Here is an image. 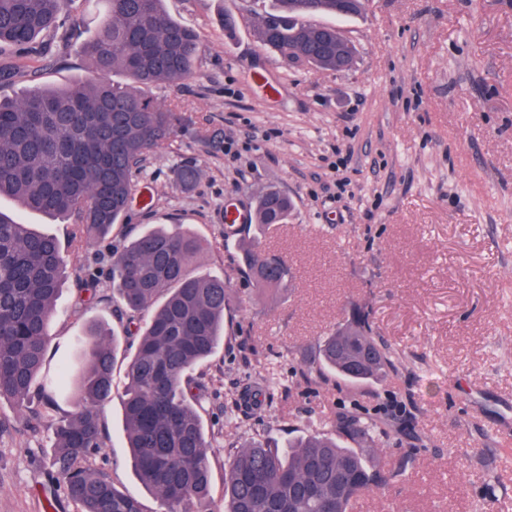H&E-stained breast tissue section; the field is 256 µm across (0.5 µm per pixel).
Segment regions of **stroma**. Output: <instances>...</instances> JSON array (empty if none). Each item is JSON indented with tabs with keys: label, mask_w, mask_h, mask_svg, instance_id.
I'll list each match as a JSON object with an SVG mask.
<instances>
[{
	"label": "stroma",
	"mask_w": 512,
	"mask_h": 512,
	"mask_svg": "<svg viewBox=\"0 0 512 512\" xmlns=\"http://www.w3.org/2000/svg\"><path fill=\"white\" fill-rule=\"evenodd\" d=\"M196 29V76L153 85L150 96L184 124L141 164L124 224L110 238H80L70 222L46 226L70 262L50 328L54 363L78 366L91 323L122 330L112 313V254L151 224H183L201 243L193 266L226 272L224 343L195 371L212 396L204 417L214 499L236 447L335 431L342 405L387 422L368 448L389 485L353 512H512V0H371L355 18L324 16L355 46L344 71L286 63L262 48L246 0H165ZM238 19L234 39L221 13ZM28 75L0 86L13 99L38 84L89 75L81 40H51ZM264 74L266 83L255 81ZM201 177L190 190L181 166ZM288 194L287 223L260 238L294 268L288 288H254L224 241V215L252 213L269 189ZM95 272L98 299L78 300ZM365 305L400 354L364 387L303 379L306 354ZM133 337L121 338L112 400L99 415L106 443L92 465L158 512L127 463L122 388ZM276 378L271 409L225 424L222 411L250 367ZM48 421L32 427L0 403V512H77L48 475Z\"/></svg>",
	"instance_id": "obj_1"
}]
</instances>
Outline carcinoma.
Instances as JSON below:
<instances>
[{
	"mask_svg": "<svg viewBox=\"0 0 512 512\" xmlns=\"http://www.w3.org/2000/svg\"><path fill=\"white\" fill-rule=\"evenodd\" d=\"M71 0H0V85L23 74L35 40L80 36L69 21ZM163 0H98L103 5L83 44L96 78L67 87L35 86L18 100L0 99V197L50 218H75L81 237H106L129 210L144 156L171 139L181 116L154 103L145 88L195 78L200 35L171 18ZM256 38L293 64H302L317 28L344 41L334 25L306 21L336 15V0H251ZM128 84L113 86L110 75ZM293 201L278 191L256 199L260 234L285 224ZM240 271L259 290L288 286V259L267 253L258 238L237 242ZM196 236L182 224L157 225L112 253V312L127 317L138 337L128 356L123 388L130 462L160 512H351L353 503L389 476L370 464L364 446L388 437L386 424L358 411L340 417V432L310 433L282 446L255 439L233 455L224 477V505L212 506L210 443L202 413L206 387L193 376L224 344V311L231 284L224 274H198ZM69 277L60 241L0 211V400L19 408L40 391L55 406L58 386L74 382L75 410L51 424L52 479L80 512H145L140 499L117 488L89 460L105 445L96 410L112 399V372L120 343L102 325L88 328L82 368L73 376L49 363V327ZM396 367L366 306H350L344 323L324 337L304 364L308 382L331 380L361 387ZM276 384L260 372L226 409L272 402Z\"/></svg>",
	"mask_w": 512,
	"mask_h": 512,
	"instance_id": "1",
	"label": "carcinoma"
}]
</instances>
